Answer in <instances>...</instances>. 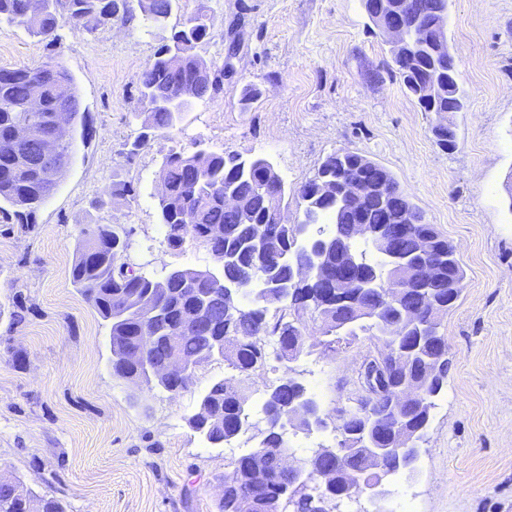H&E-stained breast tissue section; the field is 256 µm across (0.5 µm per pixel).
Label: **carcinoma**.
<instances>
[{
	"label": "carcinoma",
	"instance_id": "1",
	"mask_svg": "<svg viewBox=\"0 0 512 512\" xmlns=\"http://www.w3.org/2000/svg\"><path fill=\"white\" fill-rule=\"evenodd\" d=\"M29 0H0V22L27 31L30 35L54 43L58 31L66 24L77 25L86 18L99 23L113 19L128 20L132 10L128 0H44L43 8L31 12ZM177 0H138L144 21L150 27L166 26ZM418 0H388V4L408 24L416 17ZM206 0L183 22L171 29L165 42L138 76L139 109L134 116L141 120L142 133L132 143L134 154L149 144L157 132H170L182 121L184 113L172 112L162 104L145 102L144 93L166 99L185 90L195 100L216 91L224 69L214 66L200 55L199 48L209 37ZM420 46L416 54L393 59L394 73L402 78L407 93L424 111L448 108V91L433 99L420 94L427 78H436L441 86L447 82L445 64L432 65L426 44L433 37L427 21L420 24ZM71 80L61 67L36 62L18 69H0V203L13 208L17 223L29 226L35 212L51 197L41 170L31 154L14 141L20 127L39 134L54 122L55 76ZM38 97L43 109L32 112L29 100ZM266 157L255 155L252 163L242 165L240 156L222 152L194 151L168 153L159 171L165 191L157 196L160 224L168 245L173 249L191 239L202 245L214 262H223V283L232 286L224 301L211 295L215 288L216 267L197 269L180 267L177 274L164 270L161 275L134 268L127 262L133 229L120 224H89L81 231L72 267L73 283L98 312L110 323L112 375L123 380L143 383L146 387L176 392L187 388L190 379L157 378L158 369L172 355L179 356L191 369L219 357L224 347V361L241 375H251L269 359L268 346H275V359L297 361L311 354L317 344L307 343L308 323L319 327L320 334L330 337L321 342L329 347L338 336L355 337L370 332L375 339L403 356L400 375L392 383L421 378L439 357L448 354L447 338L441 322L448 315V273L458 280L464 273L456 248L425 220L406 192L386 200L375 199L363 220L372 225L398 226L405 239L401 256L406 258L412 275L407 282L408 298L404 309H388L382 300L381 287L389 271L385 258L366 242H336V233L349 224L351 215L335 198L319 194L316 182L342 178L376 186L395 183L392 174L381 164L359 161L347 149H339L320 164L314 178L298 192L302 220L297 224L273 226L265 221L268 205V171ZM247 200L251 215L238 222L224 212V195ZM422 232L436 238L431 255L414 254L413 239ZM310 260L315 271L306 283H294L293 269L302 259ZM434 263L440 275L437 282L419 277V270ZM347 265L354 274L350 300H361L377 308L366 319L345 326L336 325V294L325 288L323 274ZM151 296L157 311L143 319L142 299ZM201 308L206 317L196 326L184 327L186 316ZM149 327L158 339L140 362L125 360L126 352L139 345L140 330ZM444 378L425 383L426 398L408 406L400 415L388 408L384 398H361L357 406L337 413L345 415L336 429L345 432L355 443L368 438H382L387 428L397 424L425 439L435 407L434 398L443 389ZM321 412L317 400L306 385L288 367L279 384L265 393L260 411L269 427L260 432L261 439L246 454L232 460V470L224 476V496L219 512H283L291 503L296 512H326L325 500L341 494L345 499L361 496L365 487L355 480V473L366 471L371 461L357 448L336 454L333 459L315 462L320 455L314 450L304 462L309 467L299 480L288 485V475L280 472L282 455L289 453L288 428L308 430L310 420L304 408ZM250 409L242 387L234 379L214 382L199 401V410L188 418L190 428L213 448L231 443L252 427ZM263 467L268 478L253 480L255 467ZM334 469V481L324 478ZM64 512L53 497H44L24 487L19 479L0 485V512Z\"/></svg>",
	"mask_w": 512,
	"mask_h": 512
}]
</instances>
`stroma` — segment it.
<instances>
[{
	"instance_id": "stroma-1",
	"label": "stroma",
	"mask_w": 512,
	"mask_h": 512,
	"mask_svg": "<svg viewBox=\"0 0 512 512\" xmlns=\"http://www.w3.org/2000/svg\"><path fill=\"white\" fill-rule=\"evenodd\" d=\"M200 55L222 67L172 134L136 155L138 76L166 29L130 22L63 27L51 44L0 24V69L62 65L85 119L71 164L32 229L0 212V473L20 477L65 512H218L233 457L254 440L211 448L188 426L223 359L201 364L178 392L113 377L109 327L71 281L89 224L132 227L129 261L148 271L212 266L193 244L173 249L157 219L158 170L173 149L269 158L288 191L330 153L386 167L428 223L453 243L462 293L443 320L450 365L419 475L389 477L388 512H512V0H449L447 39L466 95L457 146L442 150L438 116L406 94L363 0H208ZM119 183L133 196H115ZM367 333L320 347L294 367L326 413L354 404ZM24 353L16 363L15 353Z\"/></svg>"
}]
</instances>
